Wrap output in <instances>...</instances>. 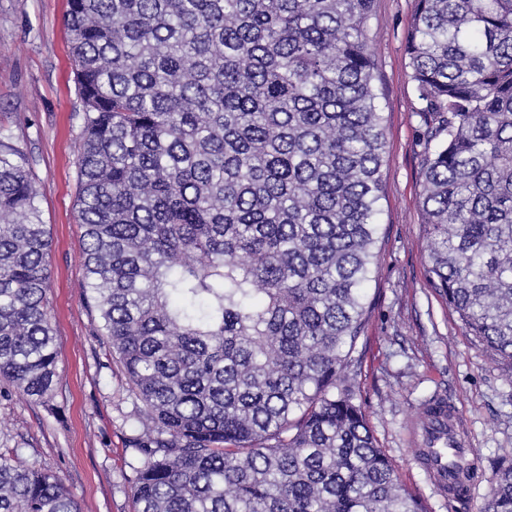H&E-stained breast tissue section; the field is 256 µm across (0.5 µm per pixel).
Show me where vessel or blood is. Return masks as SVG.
Listing matches in <instances>:
<instances>
[{
    "mask_svg": "<svg viewBox=\"0 0 512 512\" xmlns=\"http://www.w3.org/2000/svg\"><path fill=\"white\" fill-rule=\"evenodd\" d=\"M459 410L439 402L424 409L413 425L410 443L414 454L439 492L451 499L462 497L468 487L466 472L475 452L464 436Z\"/></svg>",
    "mask_w": 512,
    "mask_h": 512,
    "instance_id": "b4317fda",
    "label": "vessel or blood"
}]
</instances>
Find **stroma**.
Masks as SVG:
<instances>
[{"label":"stroma","mask_w":512,"mask_h":512,"mask_svg":"<svg viewBox=\"0 0 512 512\" xmlns=\"http://www.w3.org/2000/svg\"><path fill=\"white\" fill-rule=\"evenodd\" d=\"M415 0H376L370 23L385 117L384 238L369 285L371 317L356 377L378 448L425 512H483L491 458L512 453V367L484 352L431 287L420 211V102L405 43ZM69 0H0V128L26 155L50 232L47 307L56 336V393L42 405L0 382V452L60 474L81 512H135L128 478L137 430L132 398L89 307L77 218L82 103L75 86ZM454 404L469 422L477 476L443 499L413 458L407 430L425 407Z\"/></svg>","instance_id":"obj_1"}]
</instances>
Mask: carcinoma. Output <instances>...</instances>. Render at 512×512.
Returning <instances> with one entry per match:
<instances>
[{
	"label": "carcinoma",
	"instance_id": "cac0c4a2",
	"mask_svg": "<svg viewBox=\"0 0 512 512\" xmlns=\"http://www.w3.org/2000/svg\"><path fill=\"white\" fill-rule=\"evenodd\" d=\"M78 220L98 336L127 379L136 512H421L351 367L387 162L374 0H69ZM427 273L512 365V0H416ZM0 129V380L56 388L50 247ZM485 512H512V457ZM0 512H79L0 453Z\"/></svg>",
	"mask_w": 512,
	"mask_h": 512
}]
</instances>
